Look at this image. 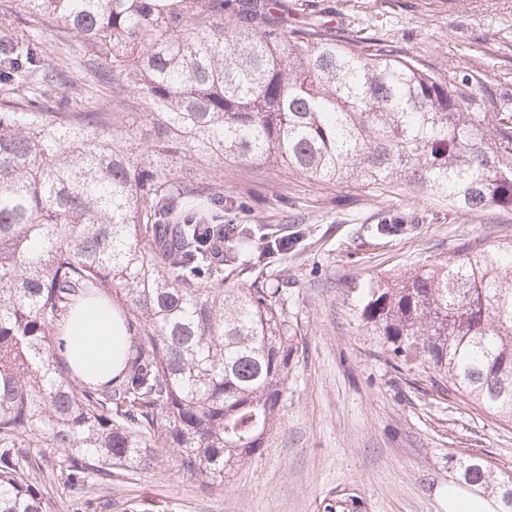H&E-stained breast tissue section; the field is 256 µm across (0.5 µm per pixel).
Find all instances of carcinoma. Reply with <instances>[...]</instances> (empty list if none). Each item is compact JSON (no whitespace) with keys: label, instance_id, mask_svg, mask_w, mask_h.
Segmentation results:
<instances>
[{"label":"carcinoma","instance_id":"obj_1","mask_svg":"<svg viewBox=\"0 0 512 512\" xmlns=\"http://www.w3.org/2000/svg\"><path fill=\"white\" fill-rule=\"evenodd\" d=\"M226 7L0 0V512H53L46 473L103 509L112 477L152 468L158 443L182 474L222 486L280 423L298 351L286 289L224 280L283 241L243 261L262 227L240 224L214 259L201 234L224 223V182L178 177L173 156L512 209V111L468 69L430 73L324 26L290 30L282 0H237L232 21ZM124 92L142 124L124 121ZM86 296L120 306L136 336L105 385L76 382L54 349ZM358 310L394 366L512 423V242L376 282ZM453 470L512 512V482L480 459Z\"/></svg>","mask_w":512,"mask_h":512}]
</instances>
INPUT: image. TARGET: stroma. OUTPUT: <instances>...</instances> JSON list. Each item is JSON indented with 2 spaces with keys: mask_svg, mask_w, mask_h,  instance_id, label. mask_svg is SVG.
I'll return each mask as SVG.
<instances>
[{
  "mask_svg": "<svg viewBox=\"0 0 512 512\" xmlns=\"http://www.w3.org/2000/svg\"><path fill=\"white\" fill-rule=\"evenodd\" d=\"M288 25L316 21L350 43L370 38L429 72L472 70L512 107V0H286ZM224 221L296 237L261 274L286 283L288 322L301 338L260 458L212 488L160 467L112 483V512H448L450 461L472 456L512 476V424L398 371L363 329L353 291L457 257L473 240H512V210L463 212L395 187L314 183L276 165H224ZM401 215L380 237L381 218ZM257 274L235 278L249 286Z\"/></svg>",
  "mask_w": 512,
  "mask_h": 512,
  "instance_id": "obj_1",
  "label": "stroma"
}]
</instances>
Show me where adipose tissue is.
<instances>
[{
  "label": "adipose tissue",
  "instance_id": "adipose-tissue-1",
  "mask_svg": "<svg viewBox=\"0 0 512 512\" xmlns=\"http://www.w3.org/2000/svg\"><path fill=\"white\" fill-rule=\"evenodd\" d=\"M128 340L110 303L88 298L70 312L54 344L80 380L103 383L123 368Z\"/></svg>",
  "mask_w": 512,
  "mask_h": 512
}]
</instances>
